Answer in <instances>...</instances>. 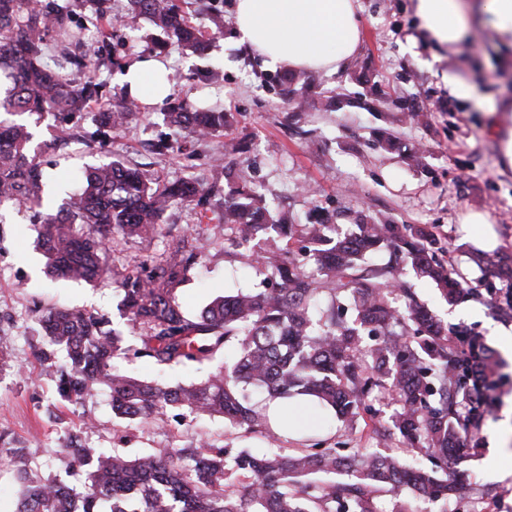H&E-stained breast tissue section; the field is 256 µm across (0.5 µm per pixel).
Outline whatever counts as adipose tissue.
Segmentation results:
<instances>
[{
    "label": "adipose tissue",
    "mask_w": 512,
    "mask_h": 512,
    "mask_svg": "<svg viewBox=\"0 0 512 512\" xmlns=\"http://www.w3.org/2000/svg\"><path fill=\"white\" fill-rule=\"evenodd\" d=\"M357 0H236L238 46L258 53L272 71L334 74L361 42ZM415 15L427 36L455 48L474 28L487 30L502 49V69L512 71V0H415ZM165 59L145 56L119 76L141 106L162 104L171 92Z\"/></svg>",
    "instance_id": "1"
}]
</instances>
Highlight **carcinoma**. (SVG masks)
I'll return each mask as SVG.
<instances>
[{"mask_svg":"<svg viewBox=\"0 0 512 512\" xmlns=\"http://www.w3.org/2000/svg\"><path fill=\"white\" fill-rule=\"evenodd\" d=\"M126 11L146 17L165 39L202 53L207 38L174 0H127ZM53 36V66L44 64ZM99 52L88 46L87 28L71 21L67 5L32 9L28 0H0V205H22L40 225L39 244L48 272L92 284L107 273L101 254L115 237L155 238L175 205L208 195L192 179L159 182L118 160L87 168L69 207L43 208V172L30 151L33 133L13 119L27 112L57 116L79 112L98 96L92 74ZM86 73L74 83L71 66ZM137 113L126 98L96 113L101 128L121 130ZM196 137L224 131L233 115L184 106L165 114ZM228 191L209 221L233 230L231 245L284 243L275 258L257 255L270 288L214 298L188 317L179 287L204 247L198 233L182 238L158 259L142 261L120 283L119 304L128 334L93 313L49 311L40 319L39 358L57 393L77 406L99 389L112 394L113 414L148 423L165 411L224 418L225 424L266 441L261 455L231 442L192 448H158L127 457L83 444L69 448L64 475H41L31 458L16 454V512H378L375 493L386 485L399 495L448 503V458L464 454L459 423L470 409L468 360L448 345V328L400 281L409 267L455 302L468 282L438 257V242L425 226L395 224L389 216L359 218L347 230L334 224H290L251 186L244 167L228 174ZM305 243L309 267L290 242ZM387 261L366 269V257ZM479 263L512 281V266L496 254ZM235 349L231 360L224 358ZM120 355L148 358L162 367L214 365L200 381L167 386L114 369ZM396 405L392 425L374 427L377 444L418 449L431 459L422 467L393 453L359 448H283L249 390L271 398L312 401L353 426L368 412L373 389Z\"/></svg>","mask_w":512,"mask_h":512,"instance_id":"carcinoma-1","label":"carcinoma"}]
</instances>
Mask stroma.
I'll list each match as a JSON object with an SVG mask.
<instances>
[{
  "mask_svg": "<svg viewBox=\"0 0 512 512\" xmlns=\"http://www.w3.org/2000/svg\"><path fill=\"white\" fill-rule=\"evenodd\" d=\"M189 20L213 39L204 53L162 43L145 18L124 17V0H110L113 25L106 38L103 63L94 75L102 100L90 102L70 121L71 139L61 137L53 117L25 115L31 143L41 162L44 204L58 209L75 191L80 171L114 158L148 170L159 180L203 178L220 181L233 161L232 144L245 142L244 155L252 187L270 209L293 223L320 219L346 227L358 216H391L398 224L429 228L439 257L476 288L475 297L448 303L434 284L405 271L402 279L449 330L483 337L498 349L501 336L512 335V318L497 306L504 285L496 270L477 266L473 245L464 238L460 216L469 210L488 213L494 222L497 254L512 257V171L499 161L497 138L490 129L487 100L512 94V75L503 73L489 35L477 33L455 51L430 41L420 30L413 0H358L362 42L346 66L331 75L310 74L303 89L304 109L276 94L261 58L232 39L233 0H176ZM224 20L216 30L215 20ZM160 53L170 61L172 92L167 101L144 109L128 129L111 134L109 152H101L94 115L105 101L124 93L118 75L134 57ZM454 73L477 86L479 102L452 96L444 77ZM187 107L218 108L235 116L223 133L196 139L165 119L175 102ZM182 144L181 153L158 154L153 143ZM204 208L191 203L170 209L163 218L166 236L152 240L116 239L104 258L110 273L94 284H76L47 276L36 247L37 229L25 211L0 207V336L8 337L11 360L0 366V512H16L15 473L11 455L32 458L46 475L63 473L71 438L104 450L135 457L158 448H185L197 440L264 451L262 439L225 425L223 418L198 416L184 425L174 419L135 425L114 416L111 397L101 390L82 405L62 400L52 377L36 356L39 319L48 308L96 311L110 317L116 329L125 321L118 309L115 281L140 260L158 258L172 241L201 232L208 239L194 273L179 291L188 314L198 313L217 296L257 288L260 278L249 247L230 248L223 226L204 223ZM135 375L177 385L203 379L208 366L159 369L136 359H117ZM500 386L495 403L475 433L476 448L448 461V478L457 484L459 512L497 499L499 512H512V478L494 477L488 460L501 449L512 450V363L498 359ZM254 401L271 411L283 445L302 447L306 429L296 427L295 401ZM370 411L352 428L335 416L306 410L308 429L323 447L350 442L370 451L377 445L373 426L387 421L395 406L387 394L373 393Z\"/></svg>",
  "mask_w": 512,
  "mask_h": 512,
  "instance_id": "35a3bbf8",
  "label": "stroma"
}]
</instances>
